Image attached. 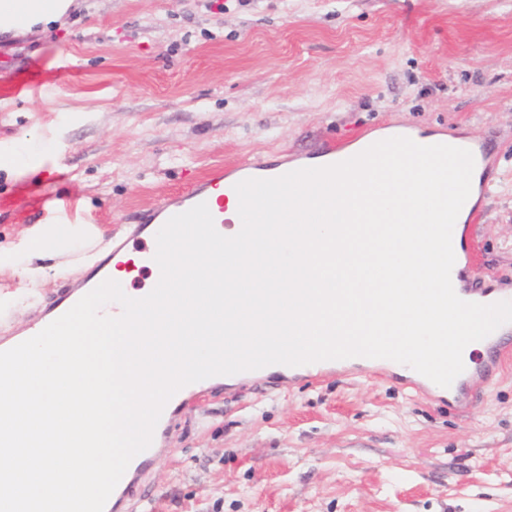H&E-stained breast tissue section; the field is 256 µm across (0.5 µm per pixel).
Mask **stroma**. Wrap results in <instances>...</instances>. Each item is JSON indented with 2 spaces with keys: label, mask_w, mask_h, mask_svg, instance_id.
<instances>
[{
  "label": "stroma",
  "mask_w": 512,
  "mask_h": 512,
  "mask_svg": "<svg viewBox=\"0 0 512 512\" xmlns=\"http://www.w3.org/2000/svg\"><path fill=\"white\" fill-rule=\"evenodd\" d=\"M398 125L483 146L463 284L512 291V0H73L47 29L1 33L0 342L213 166ZM46 224L65 250L35 251ZM500 344L468 404L365 369L191 393L112 512H512Z\"/></svg>",
  "instance_id": "obj_1"
}]
</instances>
